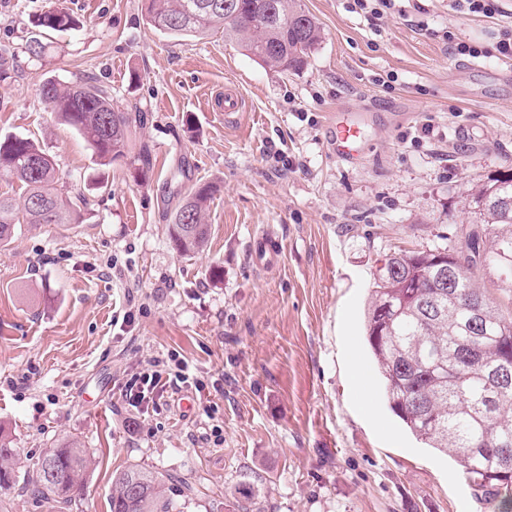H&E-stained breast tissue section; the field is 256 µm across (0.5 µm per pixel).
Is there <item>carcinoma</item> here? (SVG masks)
I'll return each instance as SVG.
<instances>
[{
    "mask_svg": "<svg viewBox=\"0 0 512 512\" xmlns=\"http://www.w3.org/2000/svg\"><path fill=\"white\" fill-rule=\"evenodd\" d=\"M147 20L171 37H197L222 30L251 59L281 72L303 68L322 39L316 18L301 0H147ZM234 4V11L224 8ZM63 10H48L34 22L35 38L74 29ZM48 108L91 146L100 164L135 149L136 128L146 113L124 112L107 91L89 83H43ZM20 183L19 198L0 197V243L20 224L41 223L34 201L48 204L56 224H74L77 212L54 188L53 160L29 138L0 141V176ZM212 186L192 188L173 213L169 236L184 254L202 248ZM512 170L489 175L472 188L465 247L400 251L386 256L374 274L366 315V341L382 377L393 413L409 432L435 451L456 459L477 500L492 512H512V385L494 377L504 349L512 345V318L477 286V264L497 274L512 292ZM443 258L466 262L455 296L438 293L433 275ZM18 449L0 434V488L16 482ZM90 466L87 450L68 440L26 472L33 491L67 508ZM110 512H181L165 494L163 475L132 466L113 475Z\"/></svg>",
    "mask_w": 512,
    "mask_h": 512,
    "instance_id": "obj_1",
    "label": "carcinoma"
}]
</instances>
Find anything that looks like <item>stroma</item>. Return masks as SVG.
I'll return each mask as SVG.
<instances>
[{"label": "stroma", "mask_w": 512, "mask_h": 512, "mask_svg": "<svg viewBox=\"0 0 512 512\" xmlns=\"http://www.w3.org/2000/svg\"><path fill=\"white\" fill-rule=\"evenodd\" d=\"M323 39L299 71L266 68L223 33L173 39L143 0H0V138L36 140L55 189L84 199L74 224H23L0 244V428L28 471L78 440L93 464L71 512H109L112 475H164L183 512H491L461 467L393 415L364 335L373 275L396 250L464 244L465 203L512 169V60L496 20L420 0L380 29L346 0H303ZM80 21L30 54L33 15ZM482 45L457 57L442 38ZM393 75L392 87L378 84ZM95 81L147 114L127 156L97 164L39 88ZM239 89V112L215 110ZM370 112L356 157L337 158L329 118ZM434 134L408 141L422 119ZM216 187L207 245L180 254L171 214ZM282 242L260 269L249 245ZM175 353L203 389L130 406L125 383Z\"/></svg>", "instance_id": "35a3bbf8"}]
</instances>
